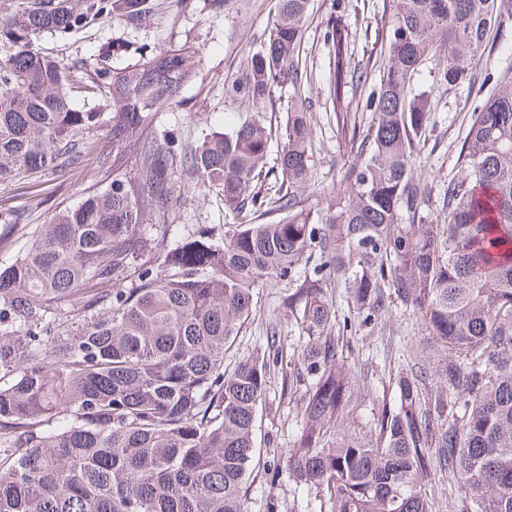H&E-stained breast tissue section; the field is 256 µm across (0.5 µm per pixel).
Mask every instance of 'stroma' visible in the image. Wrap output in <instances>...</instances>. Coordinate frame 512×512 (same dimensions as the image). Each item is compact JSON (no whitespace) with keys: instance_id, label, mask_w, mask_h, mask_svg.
<instances>
[{"instance_id":"35a3bbf8","label":"stroma","mask_w":512,"mask_h":512,"mask_svg":"<svg viewBox=\"0 0 512 512\" xmlns=\"http://www.w3.org/2000/svg\"><path fill=\"white\" fill-rule=\"evenodd\" d=\"M276 0H151V13L142 25L128 27L120 18L96 24L65 40L44 37L43 50L67 62H82L94 69L101 52L111 51V65L121 68L139 60L142 48L188 45L198 48L195 75L186 83L177 106L157 113L152 125L173 131L184 144H194L209 131H221L262 113L267 123L279 125L286 118L293 96L305 99L310 107L311 130L315 145L310 181L299 195L306 206L320 208L333 183L348 167L361 164L362 156L345 141L336 125V114L329 98L328 75L333 56L323 35L329 18L344 14L356 28L353 67H365L381 26L383 0H311L304 36L300 85L284 82L270 100L261 105L229 97L226 87L239 77L248 57L260 47ZM439 61H431L416 78L414 91L429 93L431 117L423 135L424 147L417 160L414 180L429 201L431 220L441 223L448 217L444 194L448 181L460 169L461 142L478 103L476 94L460 87L453 90L434 84L433 71ZM100 179L94 167L87 166L64 175L39 173L20 182H0V225L20 211L27 223L43 224L59 199L75 201L81 189ZM251 210L235 216L214 196L183 191L175 214L173 236H180L195 224H234L250 219ZM288 292L284 282L264 284L257 291V306L242 327L227 363L266 349V327L276 322L284 347H298L308 338L281 305ZM352 356L364 374L360 384L378 393L389 380L390 356L411 359L431 354L432 349L415 317L395 308L372 329L359 333L351 343ZM281 373H274L266 400L256 420V467L247 483L246 512H319L310 495L295 487L285 463L290 445L289 420L298 405L281 394Z\"/></svg>"}]
</instances>
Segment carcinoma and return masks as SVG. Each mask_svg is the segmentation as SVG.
<instances>
[{"instance_id": "carcinoma-1", "label": "carcinoma", "mask_w": 512, "mask_h": 512, "mask_svg": "<svg viewBox=\"0 0 512 512\" xmlns=\"http://www.w3.org/2000/svg\"><path fill=\"white\" fill-rule=\"evenodd\" d=\"M309 6L277 0L230 96L262 103L280 82L300 83ZM150 12L149 0L0 3V182L87 157L103 177L47 223L16 213L6 232L23 244L0 262V512H245L257 412L283 345L272 326L266 353L232 369L224 358L255 289L274 279L309 338L282 383L290 397L303 391L286 457L296 487L324 512H440L428 486L446 473L458 512H512V67L471 115L444 224L429 220L413 177L430 113L412 93L435 58L436 84L474 87L512 0H386L364 126L349 93L370 71L350 65L344 15L330 20V100L366 159L317 211L297 195L313 157L304 101H288L279 127L257 114L186 151L150 119L178 103L191 52L160 48L115 69L109 50L91 72L40 48L48 34L114 15L136 26ZM275 140L267 221L169 239L179 173L240 214ZM394 306L420 320L438 358L391 368L393 400L367 416L348 335Z\"/></svg>"}]
</instances>
